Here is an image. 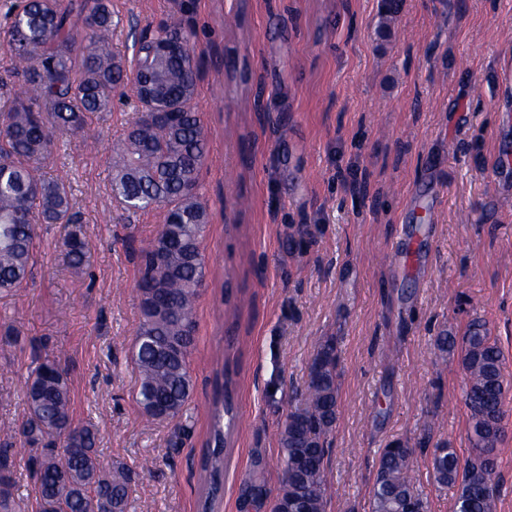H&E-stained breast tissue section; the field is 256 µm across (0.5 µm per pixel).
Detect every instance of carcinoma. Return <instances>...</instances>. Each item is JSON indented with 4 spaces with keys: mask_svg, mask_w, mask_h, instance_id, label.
<instances>
[{
    "mask_svg": "<svg viewBox=\"0 0 512 512\" xmlns=\"http://www.w3.org/2000/svg\"><path fill=\"white\" fill-rule=\"evenodd\" d=\"M112 45L110 0H17L5 36L10 67L0 75V294L27 284L34 262L35 226L60 224L70 264L86 261L88 243L71 203L65 177L43 169L55 141L84 136L87 117L106 112L115 97L132 96L139 113L124 138L112 144V193L129 210L154 211L157 235L138 249L137 296L141 311L133 345L138 372L136 402L153 421L180 419L194 385L195 305L207 263L202 248L210 214L200 174L208 155L196 108L198 57L190 30L173 25L141 37L131 62ZM461 345L467 377L471 452L452 448L433 458L440 485H459L454 512H497L496 447L504 432L503 355L486 324L474 319L457 342L436 338L441 355ZM337 343L330 336L313 355L304 404L288 415L280 438L279 492L271 496L261 453L243 481L239 512H325L327 437L336 424L339 387ZM211 407L209 452L202 460L206 488L201 509L214 512L221 497L235 419L233 372ZM29 417L21 434L35 453L27 461L39 512H127L128 470L100 464L96 437L76 425L70 387L55 360L37 362L26 385ZM66 435V445L53 447ZM414 449L395 441L382 449L372 490L373 512H427L413 482ZM11 444L0 446V512H17Z\"/></svg>",
    "mask_w": 512,
    "mask_h": 512,
    "instance_id": "1",
    "label": "carcinoma"
}]
</instances>
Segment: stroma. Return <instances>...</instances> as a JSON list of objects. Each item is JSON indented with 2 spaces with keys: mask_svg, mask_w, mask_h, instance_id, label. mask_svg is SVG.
I'll list each match as a JSON object with an SVG mask.
<instances>
[{
  "mask_svg": "<svg viewBox=\"0 0 512 512\" xmlns=\"http://www.w3.org/2000/svg\"><path fill=\"white\" fill-rule=\"evenodd\" d=\"M112 49L193 30L208 158L207 277L196 305L194 392L182 421H148L131 360L141 321L136 251L159 226L111 191L109 148L131 99L60 138L44 168L65 176L90 253L65 261L61 227H36L25 286L0 295V428L15 429V499L35 512L18 429L33 362L60 363L75 424L103 467L132 471L128 512H198L213 376L236 371V428L216 512H237L254 451L279 487L281 432L319 343L335 337L339 411L326 512H372L379 456L415 450L428 512H453L437 449L467 458L466 377L443 331L483 319L504 356L498 512H512V0H111ZM313 239L289 250L288 229Z\"/></svg>",
  "mask_w": 512,
  "mask_h": 512,
  "instance_id": "stroma-1",
  "label": "stroma"
}]
</instances>
